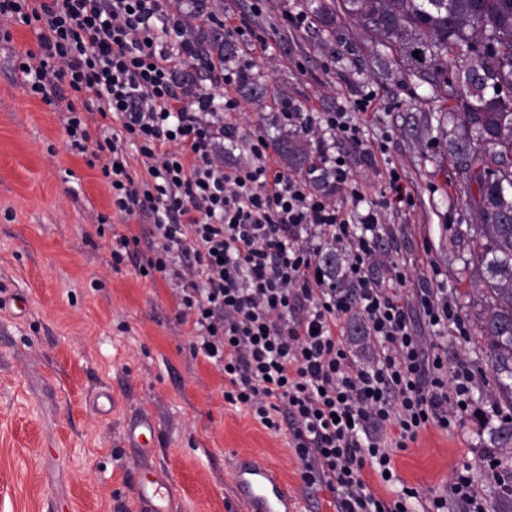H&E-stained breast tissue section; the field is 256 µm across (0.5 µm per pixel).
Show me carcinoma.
Listing matches in <instances>:
<instances>
[{
    "label": "carcinoma",
    "mask_w": 512,
    "mask_h": 512,
    "mask_svg": "<svg viewBox=\"0 0 512 512\" xmlns=\"http://www.w3.org/2000/svg\"><path fill=\"white\" fill-rule=\"evenodd\" d=\"M184 0L185 37L192 49L190 77L203 87L215 82L210 63L224 64L235 45L224 30L202 21L210 2ZM339 8H334V5ZM341 11L397 53L410 75L429 85L436 102H448V154L479 187L466 205L476 222L464 234L471 243L467 264L485 292L477 329L495 372V393L512 405V99L498 89L512 86V0H318L313 15L324 27ZM419 56H414L413 52ZM275 151L284 169L312 167L299 133L280 129ZM320 261L337 286L341 257L330 248ZM497 447L512 453V420L493 430Z\"/></svg>",
    "instance_id": "carcinoma-1"
}]
</instances>
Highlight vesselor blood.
Returning <instances> with one entry per match:
<instances>
[{"mask_svg": "<svg viewBox=\"0 0 512 512\" xmlns=\"http://www.w3.org/2000/svg\"><path fill=\"white\" fill-rule=\"evenodd\" d=\"M156 437V426L148 414H140L128 421V447H153ZM233 485L237 498L245 504L247 512H298L296 498L282 483L274 467L263 457L239 456L234 463ZM133 495L138 512H161L155 503L157 490L153 483L137 485Z\"/></svg>", "mask_w": 512, "mask_h": 512, "instance_id": "obj_1", "label": "vessel or blood"}]
</instances>
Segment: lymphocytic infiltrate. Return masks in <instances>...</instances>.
<instances>
[{"label":"lymphocytic infiltrate","mask_w":512,"mask_h":512,"mask_svg":"<svg viewBox=\"0 0 512 512\" xmlns=\"http://www.w3.org/2000/svg\"><path fill=\"white\" fill-rule=\"evenodd\" d=\"M0 17L35 32L37 50L14 68L32 94L63 102L70 151L99 168L117 212L147 222L141 236H115L113 263L139 244L142 276L178 281L191 356L223 372L225 402L287 431L303 482L332 493L336 512H409L414 499L422 512H448L452 501L485 512L469 465L425 497L405 486L385 499L362 479L368 467L394 484L393 452L424 429L459 424L474 376L467 359L449 365L437 342L470 334L436 285L439 269L412 275L379 246L388 212L413 205L397 168L387 170L382 202L359 216L345 208L362 201V185L332 144L362 148L373 96L321 119L281 99L280 124L319 138L337 193H315L283 170L264 136L241 140V68H225L220 102L185 79L183 20L166 0H0ZM222 141L242 144L243 160L226 164ZM329 247L344 255L345 288L317 260ZM355 315L377 346L367 367L345 346Z\"/></svg>","instance_id":"obj_1"}]
</instances>
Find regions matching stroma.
<instances>
[{
  "instance_id": "1",
  "label": "stroma",
  "mask_w": 512,
  "mask_h": 512,
  "mask_svg": "<svg viewBox=\"0 0 512 512\" xmlns=\"http://www.w3.org/2000/svg\"><path fill=\"white\" fill-rule=\"evenodd\" d=\"M225 5L268 44L264 55L239 45L230 60L261 74L254 103L239 117L241 135L275 139L283 93L318 115L374 94L378 110L364 140L375 166L336 146L355 178L371 185L358 211L379 198L387 164L400 167L414 206L388 214L394 234L380 246L420 266L434 263L450 300L476 322L483 299L460 235L474 215L443 146V103L344 15L323 32L295 25L311 0ZM7 28L9 38L0 37V300L19 294L29 308L21 317L0 309V512H136L134 486L156 475L170 477L177 512H244L231 473L236 454L248 452L278 467L299 512H334L328 492L302 481L287 435L225 403L223 374L190 355L188 330L177 324L176 281L141 276L130 259L113 265V234L137 236L142 225L113 210L100 170L69 150L62 104L31 94L15 72L16 57L37 47L30 27ZM101 214L112 225L104 235ZM447 346L449 360L462 356L473 366L474 401L460 427L424 431L395 455L400 483L423 495L442 490L463 463L497 455L489 430L512 416L493 394L478 335L449 338ZM104 390L112 394L106 416L97 407ZM143 412L154 418L158 441L126 447L125 425Z\"/></svg>"
}]
</instances>
